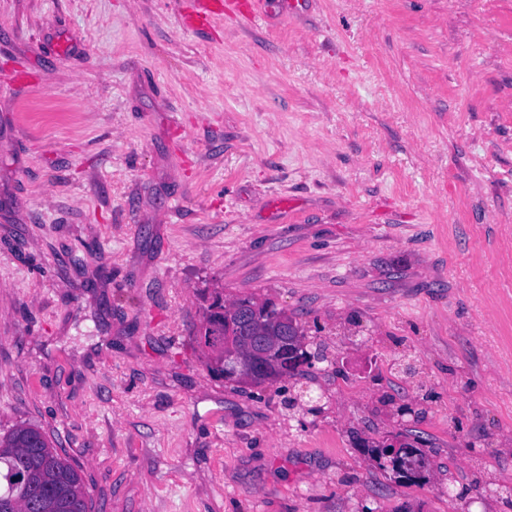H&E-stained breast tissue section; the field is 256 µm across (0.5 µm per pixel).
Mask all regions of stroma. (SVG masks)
Returning <instances> with one entry per match:
<instances>
[{
  "label": "stroma",
  "mask_w": 512,
  "mask_h": 512,
  "mask_svg": "<svg viewBox=\"0 0 512 512\" xmlns=\"http://www.w3.org/2000/svg\"><path fill=\"white\" fill-rule=\"evenodd\" d=\"M186 2L0 0V433L90 512H512V0ZM217 289L315 366L210 374Z\"/></svg>",
  "instance_id": "35a3bbf8"
}]
</instances>
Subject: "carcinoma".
<instances>
[{"mask_svg":"<svg viewBox=\"0 0 512 512\" xmlns=\"http://www.w3.org/2000/svg\"><path fill=\"white\" fill-rule=\"evenodd\" d=\"M256 308L257 320L247 335L238 340L242 347L250 337L263 330L275 317L278 307L270 300L247 296L235 300ZM231 310L222 315L206 312L198 331L201 339L218 338L224 334V324ZM297 353L294 369L312 365L304 350L303 337L279 336L270 342L262 356L265 374L254 380L261 385L283 377L288 351ZM398 454L422 469L426 465L423 451L414 444L399 442ZM87 495L79 472L52 448L44 432L34 425H19L0 435V512H88Z\"/></svg>","mask_w":512,"mask_h":512,"instance_id":"1","label":"carcinoma"}]
</instances>
